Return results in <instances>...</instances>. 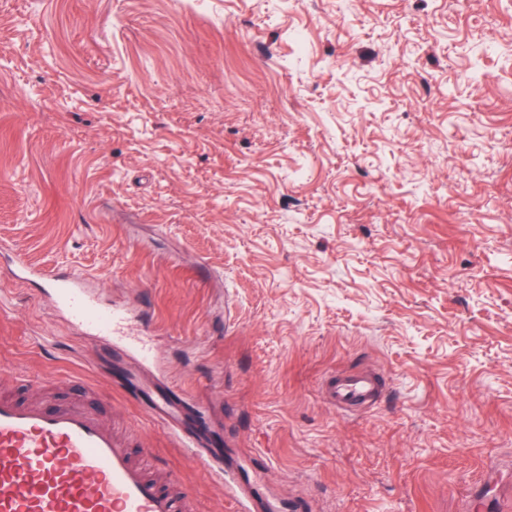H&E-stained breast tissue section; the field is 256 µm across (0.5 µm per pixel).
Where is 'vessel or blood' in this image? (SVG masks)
Returning a JSON list of instances; mask_svg holds the SVG:
<instances>
[{
    "mask_svg": "<svg viewBox=\"0 0 512 512\" xmlns=\"http://www.w3.org/2000/svg\"><path fill=\"white\" fill-rule=\"evenodd\" d=\"M58 305L75 325L101 336L117 338L132 349L145 367L154 362L141 337L129 335L131 313L104 308L81 279L46 273ZM338 411L371 408L381 394L374 374L341 371L323 385ZM143 395L156 423L175 437L193 458L206 455L194 438L181 434L176 396L159 386ZM0 512H197L183 492L162 487L126 442L82 402L74 400L48 409L0 396Z\"/></svg>",
    "mask_w": 512,
    "mask_h": 512,
    "instance_id": "b4317fda",
    "label": "vessel or blood"
}]
</instances>
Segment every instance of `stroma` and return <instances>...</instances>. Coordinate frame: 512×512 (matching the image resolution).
<instances>
[{"label":"stroma","instance_id":"1","mask_svg":"<svg viewBox=\"0 0 512 512\" xmlns=\"http://www.w3.org/2000/svg\"><path fill=\"white\" fill-rule=\"evenodd\" d=\"M511 143L512 0H0V371L200 512H512ZM18 257L142 310L223 475ZM323 389L326 398L341 412L371 408L381 394L375 375L367 372L333 373L326 379ZM146 398L147 408L156 423L167 431L169 435L176 438L180 448L203 464H210L205 453L199 449L198 441L188 435H184L178 428L180 420V408L176 396L169 390L160 386H146L142 389Z\"/></svg>","mask_w":512,"mask_h":512}]
</instances>
